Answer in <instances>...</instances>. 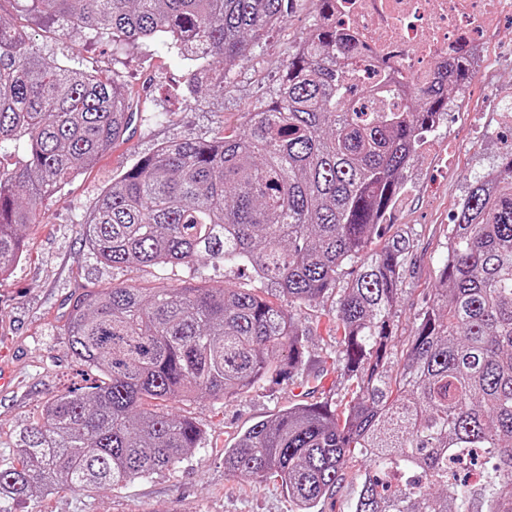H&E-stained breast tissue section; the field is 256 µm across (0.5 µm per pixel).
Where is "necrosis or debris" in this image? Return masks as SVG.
Returning <instances> with one entry per match:
<instances>
[{"instance_id":"obj_1","label":"necrosis or debris","mask_w":512,"mask_h":512,"mask_svg":"<svg viewBox=\"0 0 512 512\" xmlns=\"http://www.w3.org/2000/svg\"><path fill=\"white\" fill-rule=\"evenodd\" d=\"M512 17V0H336V19L362 49L352 84L366 86V109L400 112L403 89L432 80L438 62L464 48L475 71L491 64L486 40Z\"/></svg>"}]
</instances>
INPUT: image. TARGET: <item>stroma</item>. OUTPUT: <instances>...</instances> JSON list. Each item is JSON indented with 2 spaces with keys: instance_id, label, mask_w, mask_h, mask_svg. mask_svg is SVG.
Here are the masks:
<instances>
[{
  "instance_id": "1",
  "label": "stroma",
  "mask_w": 512,
  "mask_h": 512,
  "mask_svg": "<svg viewBox=\"0 0 512 512\" xmlns=\"http://www.w3.org/2000/svg\"><path fill=\"white\" fill-rule=\"evenodd\" d=\"M311 0H295L286 24L269 32L224 86L223 93L186 90L191 70L170 46L154 42L113 51L90 32L62 35L57 23L27 14L19 0H0V18L24 28L46 57L80 65L126 84L139 112L123 139L61 196L46 199L25 235L27 251L13 275L0 285V463L11 462L19 434L34 423L52 396L89 386L90 371L72 354L63 334L76 294L90 288L124 285L182 287L202 278L208 284L254 285L249 269L205 261L199 269H115L96 261L82 240L81 226L113 177L161 146L210 140L234 133L245 114L265 100L282 73L288 50L315 21ZM492 66L458 95L440 124L403 171V191L386 215L380 250L405 234L410 248L403 267L404 299L397 339L406 343L422 298L439 281L448 227L476 173L495 167L512 150V126L497 109L500 91L512 92V20H502L488 39ZM335 297L296 309L307 330L308 362L292 379L275 378L230 399L199 398L177 403L204 432L200 448L175 468L94 495L62 487L16 502L11 512H292L279 481H244L224 470V450L246 427L282 409L314 399L345 400L348 384L336 366Z\"/></svg>"
}]
</instances>
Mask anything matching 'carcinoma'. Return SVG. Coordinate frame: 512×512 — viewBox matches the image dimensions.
<instances>
[{
	"mask_svg": "<svg viewBox=\"0 0 512 512\" xmlns=\"http://www.w3.org/2000/svg\"><path fill=\"white\" fill-rule=\"evenodd\" d=\"M62 34L90 30L121 49L167 42L188 89L224 92L292 0H23ZM316 20L288 49L268 101L216 140L161 147L112 179L84 224L91 254L114 268L163 270L219 260L260 288L84 290L64 335L95 380L46 401L0 465V512L58 486L99 493L167 471L202 443L169 403L240 394L305 363L293 308L336 295V364L350 400L296 403L224 449V469L281 482L294 512L319 505L359 453L351 512H512V153L475 179L448 232L433 298L399 345L409 237L370 251L403 190L402 171L472 80L463 53L403 112H367L345 87L359 46L312 0ZM137 115L116 77L45 59L0 18V283L24 254L38 201L54 196L124 136ZM356 273L341 282L345 266ZM478 451L477 482L456 464Z\"/></svg>",
	"mask_w": 512,
	"mask_h": 512,
	"instance_id": "cac0c4a2",
	"label": "carcinoma"
}]
</instances>
